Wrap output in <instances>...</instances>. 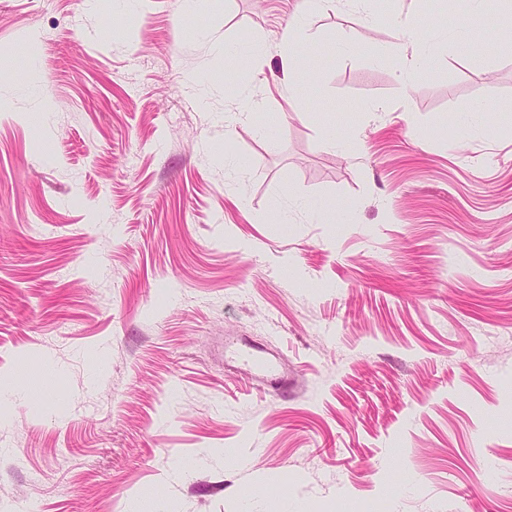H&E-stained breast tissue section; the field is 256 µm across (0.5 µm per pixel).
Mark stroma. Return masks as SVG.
<instances>
[{
  "instance_id": "35a3bbf8",
  "label": "stroma",
  "mask_w": 512,
  "mask_h": 512,
  "mask_svg": "<svg viewBox=\"0 0 512 512\" xmlns=\"http://www.w3.org/2000/svg\"><path fill=\"white\" fill-rule=\"evenodd\" d=\"M372 8L0 0V512H512V8ZM224 357L230 358L246 371L260 373L274 385L278 395L288 393V373L283 370L278 361L261 357L250 351L247 346L237 342L224 346Z\"/></svg>"
}]
</instances>
